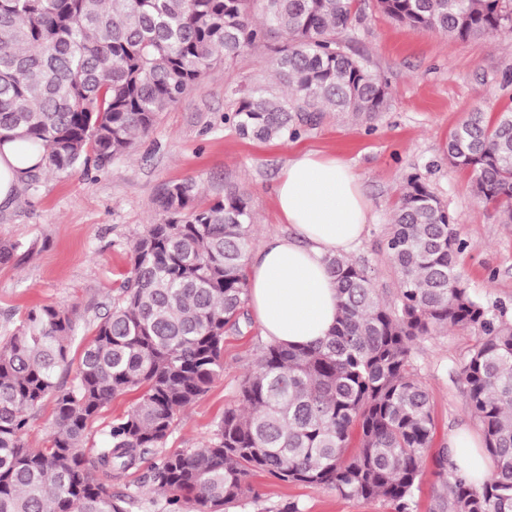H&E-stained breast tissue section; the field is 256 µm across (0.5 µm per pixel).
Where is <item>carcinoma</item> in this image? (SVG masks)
<instances>
[{"mask_svg":"<svg viewBox=\"0 0 512 512\" xmlns=\"http://www.w3.org/2000/svg\"><path fill=\"white\" fill-rule=\"evenodd\" d=\"M380 11L450 40L512 33V0H376ZM259 6L260 19L253 15ZM358 0H0V142L40 154L39 173L103 168L130 153L157 115L275 32L272 64L286 93L237 89L236 132L296 138L318 112L370 119L387 84L345 49ZM446 154L471 175L475 194L512 224V106L492 121L476 114L452 128ZM188 179L167 185L162 220L130 250L121 295L96 324L68 387L76 310L50 303L26 311L0 341V512H126L95 473L119 477L156 453L177 416L224 370V335L241 332L246 255L254 216L247 193L197 203ZM466 248L453 218L417 174L405 179L386 254L398 273L390 300L371 269L326 257L341 317L314 346L268 343L202 447L161 455L150 491L166 512H226L250 498L256 473L383 499L408 512L433 447L428 393L412 355L433 333H477L461 364L464 405L483 430L493 470L478 486L452 450H438L443 478L435 512H512V319L471 292L457 267ZM139 390L112 421L104 447L83 450L89 424L112 398ZM54 401L49 445L27 448L31 412Z\"/></svg>","mask_w":512,"mask_h":512,"instance_id":"cac0c4a2","label":"carcinoma"}]
</instances>
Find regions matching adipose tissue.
I'll return each instance as SVG.
<instances>
[{
    "mask_svg": "<svg viewBox=\"0 0 512 512\" xmlns=\"http://www.w3.org/2000/svg\"><path fill=\"white\" fill-rule=\"evenodd\" d=\"M38 160L25 154L19 141L0 144V206L12 203ZM274 196L282 222L293 233L270 237L250 260L249 304L270 342L314 345L339 319L336 282L325 258L349 254L361 241L370 208L351 165L312 150L289 158Z\"/></svg>",
    "mask_w": 512,
    "mask_h": 512,
    "instance_id": "adipose-tissue-1",
    "label": "adipose tissue"
}]
</instances>
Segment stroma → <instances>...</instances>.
<instances>
[{"instance_id": "35a3bbf8", "label": "stroma", "mask_w": 512, "mask_h": 512, "mask_svg": "<svg viewBox=\"0 0 512 512\" xmlns=\"http://www.w3.org/2000/svg\"><path fill=\"white\" fill-rule=\"evenodd\" d=\"M361 13L346 36L348 51L388 85L381 112L370 121L324 113L295 139L257 141L225 124L234 103L229 89L275 85L270 51L258 46L234 62L216 64L203 82L161 112L135 150L107 168L42 174L37 190L18 187L13 203L0 207V244L17 245L0 263V337L32 306L62 303L77 310L72 357H79L99 318L120 293L129 250L147 224L158 220L157 199L166 185L199 181L203 202L224 190H245L255 216L253 248L272 235L288 234L277 211L274 186L294 152L315 150L346 159L370 203L372 221L351 259L366 263L382 296L397 286L384 238L400 188L419 174L454 218L467 247L459 268L473 294L503 306L512 318V224L477 198L468 173L446 157L448 132L472 112L495 118L512 104V37L451 40L400 24L375 0H360ZM266 343L257 321L224 337V370L208 391L178 416L164 453L198 448L211 436L225 408L240 403V385ZM475 343L469 330L448 328L415 349L414 365L429 394L435 447L466 435L482 443L480 425L465 410L459 374ZM153 456L112 482L126 512H163L148 490ZM259 505L240 512H280L297 503L301 512H395L385 500L344 497L328 487L285 483L265 474L252 480Z\"/></svg>"}]
</instances>
